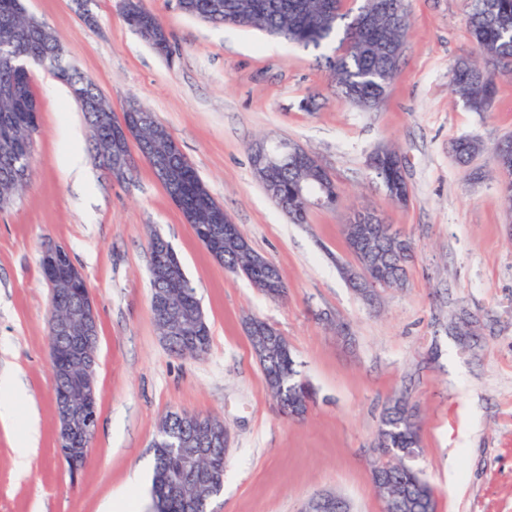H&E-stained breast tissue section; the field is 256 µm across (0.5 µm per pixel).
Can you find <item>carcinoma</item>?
Here are the masks:
<instances>
[{"label":"carcinoma","instance_id":"cac0c4a2","mask_svg":"<svg viewBox=\"0 0 512 512\" xmlns=\"http://www.w3.org/2000/svg\"><path fill=\"white\" fill-rule=\"evenodd\" d=\"M213 0H185V13L200 19H208ZM224 16L210 21L214 26L234 25L256 29L288 43L303 48L319 49L335 40L339 26H344L341 43L343 53L329 62L340 93L364 112L379 107L377 84L389 83L395 76L409 30L406 0H365L357 15L348 18L346 13L328 14L322 10V0H305L307 10L303 15H285L280 8L284 0H265L266 7L260 14L243 12L239 5L244 0H222ZM487 0H466V23L476 45L478 55L493 66L505 68L512 74V0H492L494 10L486 8ZM21 0H0V36L14 40L18 48L27 54V66L9 64L0 57V172L22 162L31 167L32 154L23 142L15 137L19 128L37 129L38 115L31 90L29 66L48 68L63 83L71 82L83 72L71 65L66 53H53L51 49L63 47L60 38L43 23H28L22 15ZM125 21L133 30L161 54L169 52V42L157 41L146 28L147 22L161 24L152 13L141 18L139 13L124 14ZM496 75L488 69L461 60L452 72L451 85L454 93L473 112H483L495 93ZM85 91L94 99V111L86 113L93 129L95 154L114 160L129 153V141L118 133L120 123L113 117L110 105L100 93L95 81L86 77ZM171 135L157 120L137 127L135 139L139 149L146 151L145 161L154 170L165 166L169 171L163 188L177 205L187 223L193 229L203 225L211 230L220 244V261L224 268L246 277L250 282L270 277L278 281L280 271L270 262L267 268L256 270L248 267L245 255L240 251L244 238L240 231L226 230L224 208L210 194L204 181L192 164L182 156L172 155ZM456 157L466 163L482 150L481 145L470 139L456 141ZM262 185L273 183L279 189L277 204L280 211L295 223L305 220L310 207L297 195L299 186L310 187L324 199L322 207L330 209L339 202V194L331 175L317 167L298 163L290 155L279 154L269 168L253 166ZM30 180L0 186V211L14 206L25 192ZM349 249L357 261L380 278L406 281V267L413 259V245L407 239L381 242L370 246V240L358 231L349 242ZM152 297L167 296L180 310L195 317H205L196 289L186 276L182 264H177L171 281L150 275ZM88 289L87 282L77 288H61L52 294L51 306L72 303L79 291ZM268 389L273 397L290 403L301 400L304 392L294 390L298 371L291 351H274L262 364ZM377 438L385 439L392 448H419L418 426L414 415L405 414L404 405L394 403L387 407ZM154 466L152 488L163 489L167 479L176 478L179 465L177 457L164 447L152 446ZM402 486L405 496L393 512H435L436 502L427 482L416 485L414 470L402 466L394 475ZM203 483L224 485V449H211L205 464Z\"/></svg>","mask_w":512,"mask_h":512}]
</instances>
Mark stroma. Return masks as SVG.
Listing matches in <instances>:
<instances>
[{"instance_id":"obj_1","label":"stroma","mask_w":512,"mask_h":512,"mask_svg":"<svg viewBox=\"0 0 512 512\" xmlns=\"http://www.w3.org/2000/svg\"><path fill=\"white\" fill-rule=\"evenodd\" d=\"M170 34L159 56L127 25L120 0H23L28 15L63 41L122 114L139 103L167 128L211 195L288 288L271 299L224 269L196 238L146 161L128 180L85 156L87 183L66 177L69 130H90L67 87L31 67L39 108L32 183L0 212V373L24 387L17 412H36L30 469H15L10 426L0 423V512H103L134 492L152 508L150 445L172 411L211 414L231 434L224 491L207 512H299L319 492L354 512H382L373 448L386 407L415 413L414 462L436 512H512V214L494 148L512 136V76L497 80L482 112L449 87L458 60L476 49L464 0H408L411 28L385 100L363 112L338 95L324 51L253 29L217 28L178 0H144ZM290 139L316 155L340 193L333 209L293 224L254 175L255 140ZM460 138L482 150L460 163ZM402 157L411 189L393 204L369 167L381 147ZM377 210L414 246L407 281L364 301L339 273L356 265L342 226ZM180 256L211 339L199 358L162 342L151 313V235ZM67 248L86 277L99 319L98 429L86 465L71 477L56 453L48 320L51 289L41 244ZM259 318L288 341L310 399L303 420L270 395L244 322ZM350 327L339 335L337 323Z\"/></svg>"}]
</instances>
